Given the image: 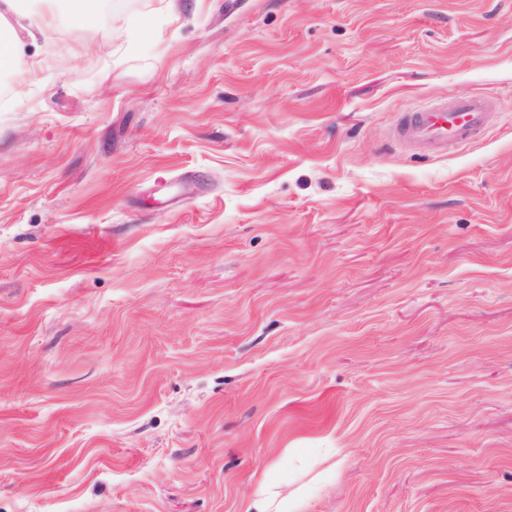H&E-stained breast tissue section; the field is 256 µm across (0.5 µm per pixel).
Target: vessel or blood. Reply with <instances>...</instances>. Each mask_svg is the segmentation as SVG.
<instances>
[{"label": "vessel or blood", "mask_w": 512, "mask_h": 512, "mask_svg": "<svg viewBox=\"0 0 512 512\" xmlns=\"http://www.w3.org/2000/svg\"><path fill=\"white\" fill-rule=\"evenodd\" d=\"M493 107L482 95H461L422 112L403 114L392 133L405 148L423 146L445 150L464 144L485 123Z\"/></svg>", "instance_id": "vessel-or-blood-1"}]
</instances>
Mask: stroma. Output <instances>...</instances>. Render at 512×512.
<instances>
[{"instance_id": "1", "label": "stroma", "mask_w": 512, "mask_h": 512, "mask_svg": "<svg viewBox=\"0 0 512 512\" xmlns=\"http://www.w3.org/2000/svg\"><path fill=\"white\" fill-rule=\"evenodd\" d=\"M17 8L0 512H512V0ZM493 107L482 95H461L442 102L427 111L407 112L395 123L392 133L396 141L408 149L423 146L447 150L462 145L485 123ZM272 484L273 480H270L268 488L253 497L243 512H302V501L298 496L280 497L279 493L270 490Z\"/></svg>"}]
</instances>
